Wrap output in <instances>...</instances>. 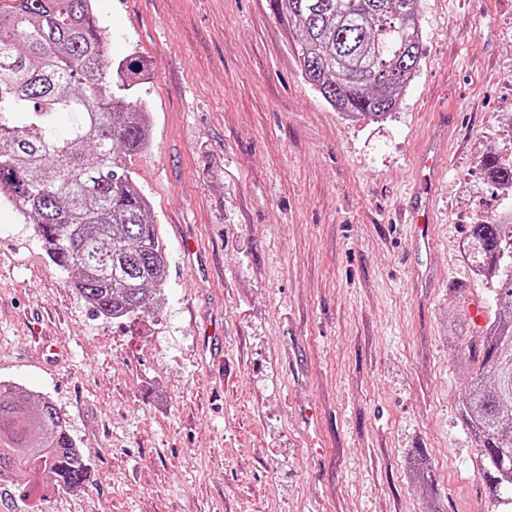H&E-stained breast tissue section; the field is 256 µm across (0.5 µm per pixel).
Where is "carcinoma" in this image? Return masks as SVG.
I'll return each mask as SVG.
<instances>
[{
	"label": "carcinoma",
	"mask_w": 512,
	"mask_h": 512,
	"mask_svg": "<svg viewBox=\"0 0 512 512\" xmlns=\"http://www.w3.org/2000/svg\"><path fill=\"white\" fill-rule=\"evenodd\" d=\"M298 26L307 82L350 118L382 120L399 103L420 61L421 0H269ZM112 79L93 0H0V199L34 224L51 262L73 273L80 297L112 320L145 312L166 286V245L127 158L150 144V116L131 90L139 57L119 60ZM66 134L55 133L57 116ZM481 166L512 188V163ZM467 243L496 302L512 307V224L479 220ZM481 365L464 410L491 494L490 512H512V318L481 336ZM411 477L424 489L428 469ZM89 465L56 407L0 381V483L30 496L77 489Z\"/></svg>",
	"instance_id": "obj_1"
}]
</instances>
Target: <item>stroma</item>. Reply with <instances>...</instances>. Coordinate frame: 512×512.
<instances>
[{
  "label": "stroma",
  "instance_id": "stroma-1",
  "mask_svg": "<svg viewBox=\"0 0 512 512\" xmlns=\"http://www.w3.org/2000/svg\"><path fill=\"white\" fill-rule=\"evenodd\" d=\"M95 7L107 57L144 62L151 145L129 166L168 278L160 306L103 317L0 204V380L52 401L90 468L41 499L1 488L0 512H488L466 311L500 306L459 246L512 219L480 165L512 152V0H422L418 71L378 122L305 81L269 0ZM427 142L447 168L423 282L396 213ZM305 407L328 442L315 458Z\"/></svg>",
  "mask_w": 512,
  "mask_h": 512
}]
</instances>
